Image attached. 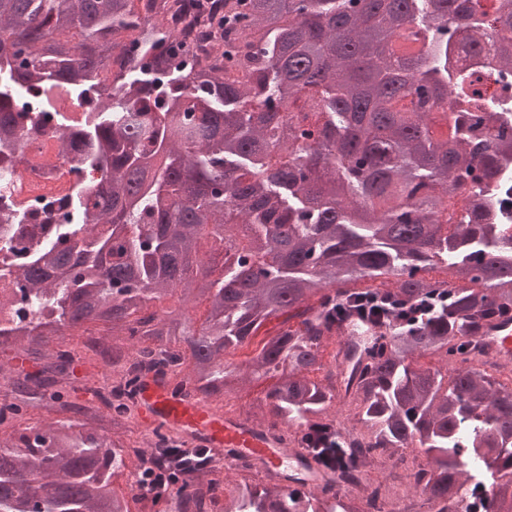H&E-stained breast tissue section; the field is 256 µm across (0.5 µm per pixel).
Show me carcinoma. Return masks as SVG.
I'll return each mask as SVG.
<instances>
[{
  "mask_svg": "<svg viewBox=\"0 0 512 512\" xmlns=\"http://www.w3.org/2000/svg\"><path fill=\"white\" fill-rule=\"evenodd\" d=\"M492 64L512 70V0H497ZM486 26L472 0H0V137L17 97L36 87L91 91L97 114L58 143L84 148L96 189L75 206L88 224L36 247L19 275L32 320L0 327V348L39 366L7 368L0 425L30 408L77 420L0 436V512H129L112 477L129 455L165 485L176 512H363L335 475L377 454L425 463L407 489L448 512L467 478V446L487 459L494 512H512V380L486 368L462 337L512 311V127L498 119L473 70L450 63L475 50ZM81 37L69 43V35ZM453 96L448 134L432 116ZM288 127L293 141L281 137ZM212 237L219 277L199 256ZM442 264L459 285L427 276ZM386 278L393 304L434 300L425 321L384 318L365 358L348 356L344 396L309 377L323 370L336 307L351 314L356 284ZM178 290L203 300L205 319L149 310ZM293 318L298 327L287 326ZM280 320L246 360L225 356L264 322ZM101 321L112 339L88 348L126 372L112 391L90 389L114 432L70 399L75 358L48 345L66 327ZM432 351L447 368H423ZM205 403L239 377L280 376L248 417L299 447L323 471L314 491L265 474L227 495L219 467L202 465L163 424L155 448H128L115 429L135 418L130 398L148 375ZM353 407L368 446H347L330 409Z\"/></svg>",
  "mask_w": 512,
  "mask_h": 512,
  "instance_id": "1",
  "label": "carcinoma"
}]
</instances>
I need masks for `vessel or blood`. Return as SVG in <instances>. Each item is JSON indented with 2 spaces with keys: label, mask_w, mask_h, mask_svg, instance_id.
<instances>
[{
  "label": "vessel or blood",
  "mask_w": 512,
  "mask_h": 512,
  "mask_svg": "<svg viewBox=\"0 0 512 512\" xmlns=\"http://www.w3.org/2000/svg\"><path fill=\"white\" fill-rule=\"evenodd\" d=\"M481 335L486 347L497 356L512 355V319L488 322ZM139 411L146 425L165 424L195 445L224 452L228 457L249 456L272 470L301 473L302 486L313 487L321 480L320 472L308 466L298 451L283 447L255 424L173 395L169 385L160 379L151 376L143 379Z\"/></svg>",
  "instance_id": "vessel-or-blood-1"
}]
</instances>
